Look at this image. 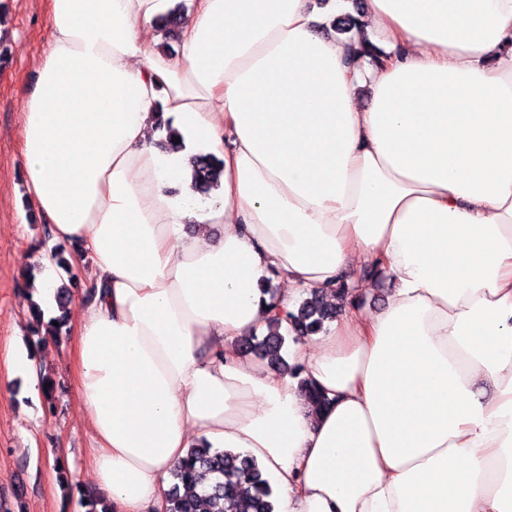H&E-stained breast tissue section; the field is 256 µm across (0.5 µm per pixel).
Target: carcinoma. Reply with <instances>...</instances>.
Segmentation results:
<instances>
[{
	"mask_svg": "<svg viewBox=\"0 0 512 512\" xmlns=\"http://www.w3.org/2000/svg\"><path fill=\"white\" fill-rule=\"evenodd\" d=\"M186 5L177 4L175 10L162 18L160 29L164 37L176 34ZM358 25V19L347 13L334 18L329 29L338 34H349ZM157 129L163 134L162 143L168 151L180 148L176 137L179 133L167 122H161ZM224 162L214 154H201L194 160L193 180L198 192L207 196L217 187L223 172ZM32 315L39 328L46 327L47 334L59 336L66 326V316L61 315L53 321L43 322L42 312L32 305ZM335 319L334 309L315 292L300 303L297 311H288L285 315L274 313L268 320L266 333L253 334L236 342L239 355L256 354L269 361L275 370L286 367L282 351L286 337L312 336L322 330L324 324ZM249 497V512H274L273 490L269 481L263 477L258 463L248 454L223 450L220 448H191L183 463L172 473V485L166 500L165 512H206L201 508L205 500H224V512H236V506L242 496ZM80 500L85 512H109L94 491L80 490Z\"/></svg>",
	"mask_w": 512,
	"mask_h": 512,
	"instance_id": "1",
	"label": "carcinoma"
}]
</instances>
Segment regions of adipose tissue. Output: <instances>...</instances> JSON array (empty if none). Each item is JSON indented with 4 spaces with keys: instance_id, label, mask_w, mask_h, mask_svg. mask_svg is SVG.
I'll list each match as a JSON object with an SVG mask.
<instances>
[{
    "instance_id": "1",
    "label": "adipose tissue",
    "mask_w": 512,
    "mask_h": 512,
    "mask_svg": "<svg viewBox=\"0 0 512 512\" xmlns=\"http://www.w3.org/2000/svg\"><path fill=\"white\" fill-rule=\"evenodd\" d=\"M176 2L48 0L23 101L31 203L95 257L74 328L95 488L164 512L207 445L254 457L275 512H512V0H364L385 57L359 68L323 30L345 0H188L171 55ZM200 152L224 162L206 198ZM367 265L391 282L375 311ZM348 272L289 373L236 353L266 278L288 310Z\"/></svg>"
}]
</instances>
